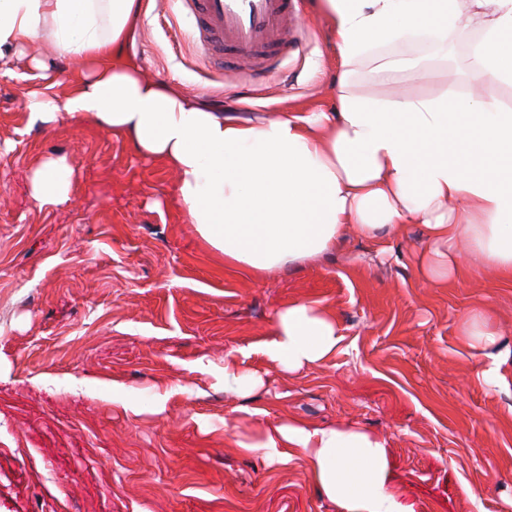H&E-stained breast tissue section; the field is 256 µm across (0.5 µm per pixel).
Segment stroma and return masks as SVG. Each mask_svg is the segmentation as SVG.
I'll list each match as a JSON object with an SVG mask.
<instances>
[{
  "label": "stroma",
  "mask_w": 512,
  "mask_h": 512,
  "mask_svg": "<svg viewBox=\"0 0 512 512\" xmlns=\"http://www.w3.org/2000/svg\"><path fill=\"white\" fill-rule=\"evenodd\" d=\"M296 11L299 49L257 75L207 70L181 0L142 14L132 58L218 112L327 111L339 58L313 0ZM475 39L369 45L349 89L380 101L472 93ZM30 89L0 78V512H341L301 449L282 464L237 447L283 421L385 440L390 490L414 512H512V361L486 386V357L459 334L482 306L512 349V286L468 258L448 287L423 283L417 225L384 235L386 255L350 235L263 279L225 269L176 207L170 169L90 116L30 127ZM477 90L512 108V83ZM49 155L67 156L75 179L69 202L41 208L29 178ZM296 301L327 306L343 342L325 363L287 372L259 346ZM228 356L263 386L225 392ZM116 384L139 410L113 400Z\"/></svg>",
  "instance_id": "1"
}]
</instances>
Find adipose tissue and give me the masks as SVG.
Instances as JSON below:
<instances>
[{
    "label": "adipose tissue",
    "instance_id": "adipose-tissue-1",
    "mask_svg": "<svg viewBox=\"0 0 512 512\" xmlns=\"http://www.w3.org/2000/svg\"><path fill=\"white\" fill-rule=\"evenodd\" d=\"M317 8L341 66L375 42L426 30L442 45L471 27L482 34L472 81L512 82V0H318ZM139 16L138 0H0V77L44 84L27 96L30 125L94 117L172 170L186 222L225 267L256 278L331 252L348 233L376 239L418 224L428 241L424 282L451 283L465 254L512 285L511 109L469 96L372 105L341 80L332 111L242 119L145 77L130 55ZM43 31L72 74L65 90L25 55ZM74 174L65 156L41 159L32 199L69 202ZM459 333L470 347L498 349L485 309L469 311ZM341 341L328 307L299 301L279 312L262 353L298 371L326 362ZM237 445L280 462L286 449H302L322 494L343 512H412L389 491L385 443L363 429L280 422Z\"/></svg>",
    "mask_w": 512,
    "mask_h": 512
}]
</instances>
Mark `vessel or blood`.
<instances>
[{"mask_svg": "<svg viewBox=\"0 0 512 512\" xmlns=\"http://www.w3.org/2000/svg\"><path fill=\"white\" fill-rule=\"evenodd\" d=\"M210 61L228 70L248 57L287 53L297 44L295 0H182Z\"/></svg>", "mask_w": 512, "mask_h": 512, "instance_id": "1", "label": "vessel or blood"}]
</instances>
